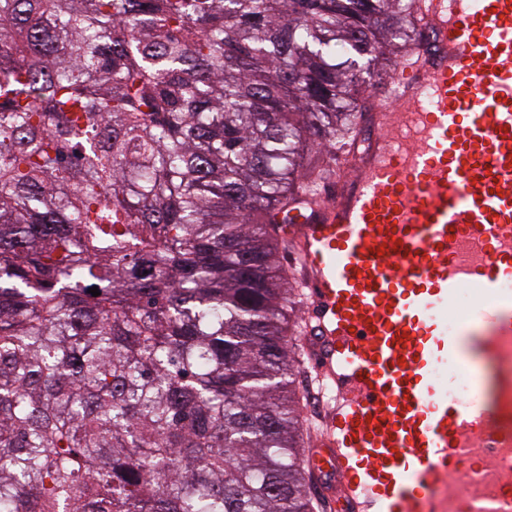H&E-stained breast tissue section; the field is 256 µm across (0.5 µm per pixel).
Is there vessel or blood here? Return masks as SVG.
Listing matches in <instances>:
<instances>
[{
    "instance_id": "1",
    "label": "vessel or blood",
    "mask_w": 512,
    "mask_h": 512,
    "mask_svg": "<svg viewBox=\"0 0 512 512\" xmlns=\"http://www.w3.org/2000/svg\"><path fill=\"white\" fill-rule=\"evenodd\" d=\"M432 49L398 67L401 94L347 185L282 227L309 290L306 330L332 390L320 442L352 512H427L483 422L512 424V0H419ZM478 288L474 352L438 310ZM485 366L484 414L431 384Z\"/></svg>"
}]
</instances>
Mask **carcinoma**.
Returning a JSON list of instances; mask_svg holds the SVG:
<instances>
[{
    "label": "carcinoma",
    "mask_w": 512,
    "mask_h": 512,
    "mask_svg": "<svg viewBox=\"0 0 512 512\" xmlns=\"http://www.w3.org/2000/svg\"><path fill=\"white\" fill-rule=\"evenodd\" d=\"M415 2L0 0V512H316L281 222Z\"/></svg>",
    "instance_id": "cac0c4a2"
}]
</instances>
